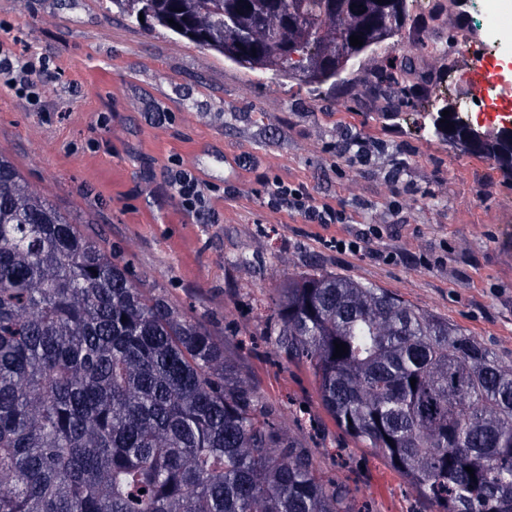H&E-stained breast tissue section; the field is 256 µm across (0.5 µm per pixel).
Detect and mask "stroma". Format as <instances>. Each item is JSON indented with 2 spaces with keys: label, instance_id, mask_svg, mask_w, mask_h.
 Returning a JSON list of instances; mask_svg holds the SVG:
<instances>
[{
  "label": "stroma",
  "instance_id": "35a3bbf8",
  "mask_svg": "<svg viewBox=\"0 0 512 512\" xmlns=\"http://www.w3.org/2000/svg\"><path fill=\"white\" fill-rule=\"evenodd\" d=\"M449 30L468 25L492 50L493 77L512 75V0H445ZM108 0H0V49L47 59L38 99L0 83V150L32 189L103 231L134 279L158 288L224 338L250 380L280 403L284 430L313 420L324 480L361 488L371 512H408L417 497L380 454L346 436L323 408L307 365L261 337L269 296L288 275L327 272L389 289L447 319L512 366V177L486 156L433 135L437 117L414 71L382 78L388 60L422 61L449 107L478 129L500 119L465 98L466 69L415 57L405 32L323 93L273 80L112 15ZM165 121H157V113ZM377 146L369 165L337 159L344 140ZM405 163L392 184L394 161ZM191 169L216 186L212 224L196 223L167 183ZM302 182L344 205L347 224H308L264 203V180ZM399 200L401 211L388 205ZM393 234L352 255L330 247L358 225ZM375 250L407 254L384 263Z\"/></svg>",
  "mask_w": 512,
  "mask_h": 512
}]
</instances>
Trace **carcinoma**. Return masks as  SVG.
Wrapping results in <instances>:
<instances>
[{"label": "carcinoma", "mask_w": 512, "mask_h": 512, "mask_svg": "<svg viewBox=\"0 0 512 512\" xmlns=\"http://www.w3.org/2000/svg\"><path fill=\"white\" fill-rule=\"evenodd\" d=\"M406 2L111 0L131 23L316 91L388 45ZM434 133L512 171V138L455 111ZM270 300V339L310 367L338 428L417 489L409 512H512V368L348 277L291 275ZM279 415L207 325L135 282L0 153V512H365Z\"/></svg>", "instance_id": "1"}]
</instances>
